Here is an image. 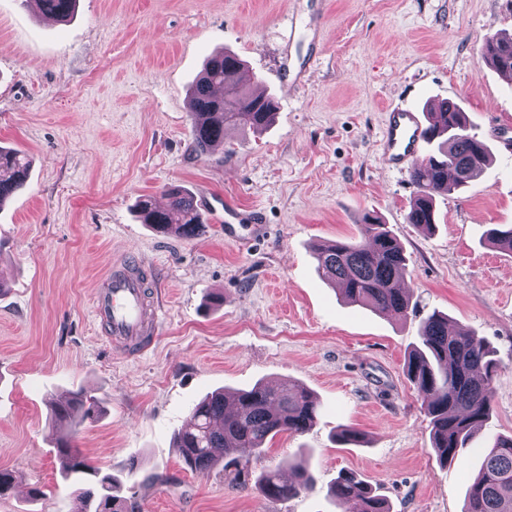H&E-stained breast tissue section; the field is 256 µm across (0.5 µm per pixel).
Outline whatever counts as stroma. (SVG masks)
Segmentation results:
<instances>
[{
  "mask_svg": "<svg viewBox=\"0 0 512 512\" xmlns=\"http://www.w3.org/2000/svg\"><path fill=\"white\" fill-rule=\"evenodd\" d=\"M510 35L512 0H78L64 22L0 0V146L31 160L26 188L0 207V470L17 477L0 512H75L49 414L81 388L104 413L76 445L134 512H341L328 488L344 471L390 512H464L482 450L512 436V254L486 241L512 224V84L482 55ZM221 50L278 111L267 129L231 131L200 154L189 92ZM440 96L491 155L479 178L437 197L426 230L407 222L416 188L380 141L390 106L422 112ZM174 185L216 205L234 198L262 232L238 243L211 221L192 238L157 235L136 202ZM367 213L404 248L406 317L350 303L318 274L315 246L360 239ZM129 254L166 305L137 356L91 311ZM435 311L499 361L490 419L448 465L405 372ZM288 380L320 413L306 433L277 435L264 464L308 457L314 491L271 499L255 486L259 467L231 456L210 472L184 464L175 435L205 395ZM346 428L359 444L335 442Z\"/></svg>",
  "mask_w": 512,
  "mask_h": 512,
  "instance_id": "35a3bbf8",
  "label": "stroma"
}]
</instances>
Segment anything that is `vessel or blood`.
I'll use <instances>...</instances> for the list:
<instances>
[{
    "instance_id": "obj_1",
    "label": "vessel or blood",
    "mask_w": 512,
    "mask_h": 512,
    "mask_svg": "<svg viewBox=\"0 0 512 512\" xmlns=\"http://www.w3.org/2000/svg\"><path fill=\"white\" fill-rule=\"evenodd\" d=\"M426 126L418 112L403 105L391 107L386 115L381 150L388 164L405 170L418 159L426 144ZM148 271L137 260L128 259L114 266L98 289L94 313L109 338L139 354L155 332L163 309L146 297Z\"/></svg>"
}]
</instances>
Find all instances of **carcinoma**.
Segmentation results:
<instances>
[{
	"mask_svg": "<svg viewBox=\"0 0 512 512\" xmlns=\"http://www.w3.org/2000/svg\"><path fill=\"white\" fill-rule=\"evenodd\" d=\"M37 11L58 21L69 18L76 0H34ZM485 56L492 68L512 78V38L488 41ZM243 62L233 53L212 55L196 80L192 92V138L203 153L215 139L231 129L267 127L276 106L239 82ZM434 149L415 162L411 180L417 194L407 222L430 228L435 224V196L450 188L465 187L486 164L489 146L471 133L459 105L448 112H432L427 130ZM30 161L17 150L0 147V205L29 179ZM166 210L152 209V199L138 200L143 223L160 234L176 232L192 237L204 231L206 220L194 197L179 187L167 189ZM360 241H335L315 248L321 277L342 284L344 297L391 317L407 315L410 296L400 288L406 256L397 238L376 220L362 225ZM489 244L512 254V224H499L487 232ZM422 347L409 355L406 373L426 403L432 448L442 464L454 461L466 449L491 415V378L497 368L495 352L485 338L474 332L449 334L448 316L434 312L420 327ZM226 394L214 392L197 403L192 424L176 435L185 464L209 471L234 455L250 463L266 455L268 440L281 433L303 434L314 424L319 404L307 389L282 382H259L249 390L234 393L236 412L225 411ZM102 412L100 400L83 391L51 405V420L60 431L56 458L62 478L72 487L77 512H126L116 495V482L109 473L91 465L74 440L85 421ZM267 497L285 501L311 492L316 480L305 461L294 467L293 480L281 479L279 469L264 468L256 479ZM329 493L338 506L355 501L359 512H390L386 500L358 475L342 473ZM464 512H512V437H499L487 449L480 472L467 493Z\"/></svg>",
	"mask_w": 512,
	"mask_h": 512,
	"instance_id": "obj_1",
	"label": "carcinoma"
}]
</instances>
